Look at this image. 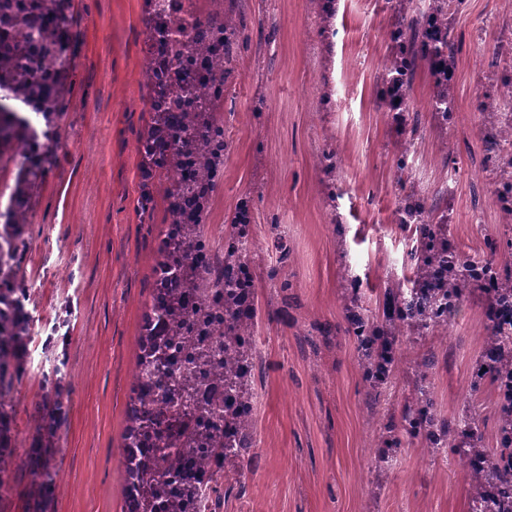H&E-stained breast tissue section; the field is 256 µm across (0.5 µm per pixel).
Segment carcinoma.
Masks as SVG:
<instances>
[{
    "label": "carcinoma",
    "mask_w": 512,
    "mask_h": 512,
    "mask_svg": "<svg viewBox=\"0 0 512 512\" xmlns=\"http://www.w3.org/2000/svg\"><path fill=\"white\" fill-rule=\"evenodd\" d=\"M454 0H424L390 33L395 56L385 64L382 96L413 108L407 97L418 68L427 66L438 91L432 112L442 123L454 112L448 96V58L462 47V35L448 20ZM197 19L198 37L170 41L174 17L145 11L148 52L144 74L150 90V124L139 138L141 208L151 202L150 181L164 172L171 222L159 245L153 303L139 338L135 384L130 397V425L125 448H142L126 456L124 512H183L189 489L172 493L166 469L175 464V449H224V463L239 466L251 459L255 446L253 404L248 377L253 361L257 325L254 280L245 253L250 240V215L243 206L229 225L224 251L212 250L204 234L216 177L224 166V125L217 112L224 101V82L233 53L243 37L244 20L224 9V0ZM73 0H0V149L11 150L15 185L0 209V456L14 454L8 446L16 418L4 401V385L22 373L18 353L31 336L23 289L17 285L22 232L34 203V188L42 175L39 139L58 135L66 111L69 73L66 50L76 37ZM501 102H479V111L512 106V77ZM42 117L45 129L31 126L26 109ZM509 135L501 127L487 135V160L499 169L495 191L503 210L512 216V155L503 153ZM402 223L413 222L416 241L409 258L420 276L409 291H397L398 323L393 330L357 311L347 315L356 336L365 376L376 386L394 375L400 353L390 336L408 329L418 336L439 323H448L465 289L484 282L497 285L492 302L495 322L484 337L479 376L488 377L498 392V437L495 450L466 460L477 512H512L501 498L512 496V271L490 263L466 262L465 273L453 271L455 255L444 221L418 196L405 200ZM217 337L205 354L210 377L224 386V438L195 433L190 421L203 413L195 403L191 380L171 388L168 379L174 348H190L201 330ZM64 376L48 380L50 390L38 407L45 446L40 457H27L32 491L46 496L54 481L55 439L62 423ZM419 402L404 408L402 427L424 438L433 449L445 448L458 424L433 410L425 386Z\"/></svg>",
    "instance_id": "cac0c4a2"
}]
</instances>
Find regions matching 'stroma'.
I'll use <instances>...</instances> for the list:
<instances>
[{
  "mask_svg": "<svg viewBox=\"0 0 512 512\" xmlns=\"http://www.w3.org/2000/svg\"><path fill=\"white\" fill-rule=\"evenodd\" d=\"M238 7L248 44L224 85V168L205 232L214 247L241 203L251 212L247 259L260 321L250 383L256 393V458L225 489L218 512H471L458 449L431 456L406 441L376 463L381 428L414 399L418 362L445 416L471 407L482 446L493 449L497 393L470 379L483 336L485 295L474 291L447 325L400 339L394 379L370 393L346 331L344 301L368 314L414 278L406 232L395 221L405 192L443 197L451 240L467 257L512 264V218L499 210L486 162L480 99L503 92L512 59V0H463L451 91L455 119L439 133L434 79L419 67L409 98L420 126L405 172L396 169L401 125L375 91L390 54L397 0H335L334 34L320 31L322 0H224ZM144 0H76L68 109L43 148V174L28 216L22 259L32 341L12 385L16 456L0 459L8 482L0 512H123V435L143 317L152 301L169 182L141 192L138 135L149 123ZM70 388L48 501L22 471L41 420L44 379Z\"/></svg>",
  "mask_w": 512,
  "mask_h": 512,
  "instance_id": "1",
  "label": "stroma"
}]
</instances>
